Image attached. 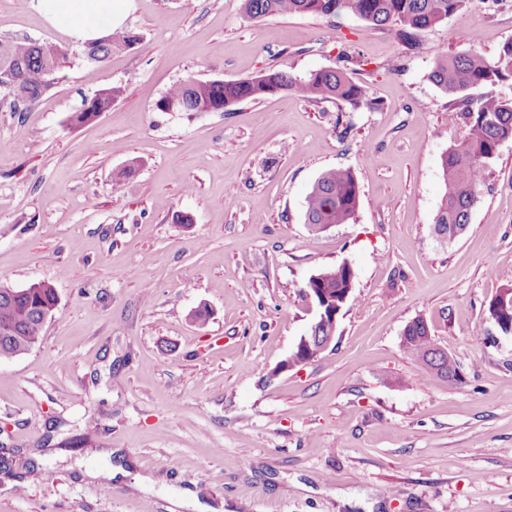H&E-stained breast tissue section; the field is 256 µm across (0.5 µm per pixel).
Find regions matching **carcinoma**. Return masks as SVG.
<instances>
[{
  "instance_id": "obj_1",
  "label": "carcinoma",
  "mask_w": 512,
  "mask_h": 512,
  "mask_svg": "<svg viewBox=\"0 0 512 512\" xmlns=\"http://www.w3.org/2000/svg\"><path fill=\"white\" fill-rule=\"evenodd\" d=\"M467 0H242L248 18L273 15L313 14L340 17L351 14L388 30L409 49L418 45L421 33L445 24L459 14ZM140 41L133 32L111 33L85 46L84 56L91 63L107 59L114 49H124ZM65 49L53 44L28 40H0V92L11 98L12 111L22 112L50 89L56 75L67 62ZM356 60L346 52L336 57V66L322 68L300 77L283 68H270L239 80L200 81L192 78L171 86L158 100L161 112L228 111L246 101L275 93L291 94L304 100H334L357 107L366 99L365 88L350 73ZM431 81L448 94V112L466 127L464 140L448 150L442 159L444 191L434 232L443 239H455L470 224L471 213L479 200L485 168L500 146L512 141V98L472 92L512 79V40L506 42L494 58L477 49L437 57L430 73ZM122 94L113 86L103 90L86 107L73 113L69 121L79 126L95 120L112 108ZM359 185L349 169L336 168L323 173L306 197L305 223L319 231L331 224H347L359 204ZM355 271L342 263L312 275L307 291L337 299L354 288ZM57 304L55 289L46 282L25 288L0 285V360L24 354L42 340V332ZM490 315L505 334L512 333V293L507 300L495 297L489 304ZM402 346L415 358L427 377H441L450 383L463 382L455 361L447 367L434 362L444 355L434 342L428 324L421 318L410 322L402 334Z\"/></svg>"
}]
</instances>
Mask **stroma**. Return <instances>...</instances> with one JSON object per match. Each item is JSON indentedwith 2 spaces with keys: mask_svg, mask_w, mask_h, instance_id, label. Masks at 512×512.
<instances>
[{
  "mask_svg": "<svg viewBox=\"0 0 512 512\" xmlns=\"http://www.w3.org/2000/svg\"><path fill=\"white\" fill-rule=\"evenodd\" d=\"M27 2L0 0V39L69 60L26 111L0 100V284L45 281L58 301L41 343L0 360V512H168L185 489L224 512H512V334L489 313L512 286V142L465 233L439 238L442 158L465 126L429 78L442 48L497 56L512 0H468L413 50L352 15L128 0L140 41L96 64ZM342 50L378 108H156L190 77L303 76ZM113 85L109 111L69 125ZM334 168L355 173L359 208L316 234L305 198ZM342 262L356 279L332 344L284 368L314 320L310 276ZM416 318L463 383L403 350Z\"/></svg>",
  "mask_w": 512,
  "mask_h": 512,
  "instance_id": "35a3bbf8",
  "label": "stroma"
}]
</instances>
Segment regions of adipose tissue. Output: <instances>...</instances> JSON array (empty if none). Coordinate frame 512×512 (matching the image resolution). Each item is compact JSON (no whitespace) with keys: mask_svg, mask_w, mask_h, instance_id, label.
Segmentation results:
<instances>
[{"mask_svg":"<svg viewBox=\"0 0 512 512\" xmlns=\"http://www.w3.org/2000/svg\"><path fill=\"white\" fill-rule=\"evenodd\" d=\"M30 8L54 29L88 43L119 27L126 0H29Z\"/></svg>","mask_w":512,"mask_h":512,"instance_id":"obj_1","label":"adipose tissue"}]
</instances>
